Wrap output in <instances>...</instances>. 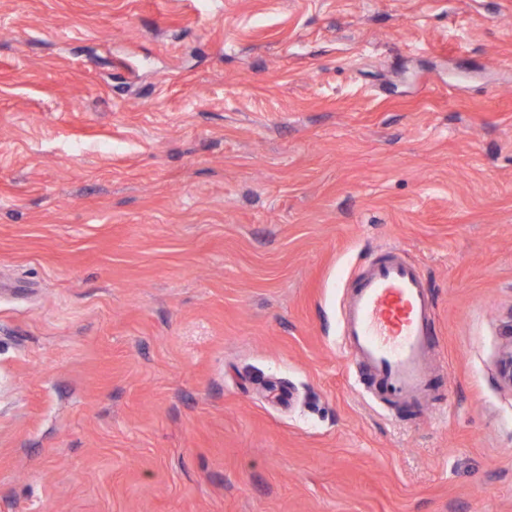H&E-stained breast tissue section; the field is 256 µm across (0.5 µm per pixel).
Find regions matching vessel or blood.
Segmentation results:
<instances>
[{
  "label": "vessel or blood",
  "mask_w": 512,
  "mask_h": 512,
  "mask_svg": "<svg viewBox=\"0 0 512 512\" xmlns=\"http://www.w3.org/2000/svg\"><path fill=\"white\" fill-rule=\"evenodd\" d=\"M434 305L423 273L394 252L357 277L344 310L342 345L399 400L422 401L430 369Z\"/></svg>",
  "instance_id": "obj_1"
}]
</instances>
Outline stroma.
Listing matches in <instances>:
<instances>
[{
    "instance_id": "1",
    "label": "stroma",
    "mask_w": 512,
    "mask_h": 512,
    "mask_svg": "<svg viewBox=\"0 0 512 512\" xmlns=\"http://www.w3.org/2000/svg\"><path fill=\"white\" fill-rule=\"evenodd\" d=\"M510 343L512 0H0V512H512ZM434 305L423 273L392 251L357 277L344 310L342 345L399 400L426 395Z\"/></svg>"
}]
</instances>
